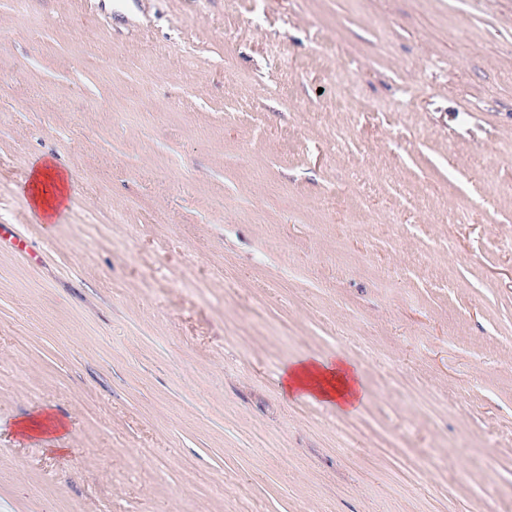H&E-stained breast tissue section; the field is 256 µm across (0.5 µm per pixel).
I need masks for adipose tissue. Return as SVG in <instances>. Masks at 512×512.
I'll use <instances>...</instances> for the list:
<instances>
[{
	"instance_id": "obj_1",
	"label": "adipose tissue",
	"mask_w": 512,
	"mask_h": 512,
	"mask_svg": "<svg viewBox=\"0 0 512 512\" xmlns=\"http://www.w3.org/2000/svg\"><path fill=\"white\" fill-rule=\"evenodd\" d=\"M70 184L69 176L56 169L52 162H45L35 170L30 183L33 208L46 215L53 214ZM283 380L288 391L339 409L354 407L364 394L357 368L343 358L295 360L284 370Z\"/></svg>"
}]
</instances>
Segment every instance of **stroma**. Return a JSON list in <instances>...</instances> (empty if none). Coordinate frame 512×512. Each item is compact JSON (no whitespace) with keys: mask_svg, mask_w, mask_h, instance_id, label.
I'll list each match as a JSON object with an SVG mask.
<instances>
[{"mask_svg":"<svg viewBox=\"0 0 512 512\" xmlns=\"http://www.w3.org/2000/svg\"><path fill=\"white\" fill-rule=\"evenodd\" d=\"M0 224V512H512V0H0ZM70 184V176H66L56 169L52 162L45 161L35 169L29 186L33 208L39 209L49 217L65 198L67 187ZM282 375L289 392L321 400L337 409L350 410L364 394L357 368L343 358L304 357L290 363Z\"/></svg>","mask_w":512,"mask_h":512,"instance_id":"1","label":"stroma"}]
</instances>
